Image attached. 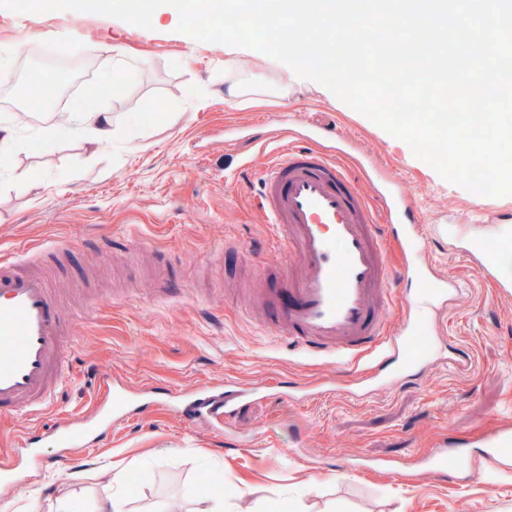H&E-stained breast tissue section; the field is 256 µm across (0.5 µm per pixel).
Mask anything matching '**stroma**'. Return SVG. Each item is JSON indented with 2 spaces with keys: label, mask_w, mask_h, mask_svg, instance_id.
Returning <instances> with one entry per match:
<instances>
[{
  "label": "stroma",
  "mask_w": 512,
  "mask_h": 512,
  "mask_svg": "<svg viewBox=\"0 0 512 512\" xmlns=\"http://www.w3.org/2000/svg\"><path fill=\"white\" fill-rule=\"evenodd\" d=\"M178 23L175 13L146 29L91 12L0 8V90L15 84L19 65H44L43 44H73L79 79L101 83L107 57L128 77L122 95L96 101L112 117L111 139L96 148L77 136L43 143L45 127L69 125L74 96L47 116L22 93L0 101V119L19 138L0 165V259L57 246L71 327L69 376L55 400L0 420V451L27 432L38 437L30 479L0 487V512H46L61 496L72 512H93L116 491L130 512H194L219 482L224 512H512V455L491 468L473 449L454 482L348 465L360 457L408 466L441 438L512 428V296L468 256L479 240L500 251L491 226L512 225V196L445 181L320 84L264 53L196 41ZM232 82L243 95L228 104ZM291 113L335 128L351 157L399 184L426 238L422 262L459 285L447 307L423 312L434 325L430 364L394 383L366 380L365 363L294 349L263 313L258 290L292 256L257 207L265 164L255 156ZM228 174L236 185L226 186ZM171 278L176 287L163 288ZM453 345L470 350L473 372L449 365ZM113 374L136 401L154 385L173 403L227 379L263 394L218 430L172 409L126 411L81 446L64 445L56 426L81 428Z\"/></svg>",
  "instance_id": "1"
}]
</instances>
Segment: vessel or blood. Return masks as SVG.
Wrapping results in <instances>:
<instances>
[{"mask_svg":"<svg viewBox=\"0 0 512 512\" xmlns=\"http://www.w3.org/2000/svg\"><path fill=\"white\" fill-rule=\"evenodd\" d=\"M303 129L287 128L273 149L259 193L282 246L294 253L295 273L266 292L275 311L277 334L295 346L336 357L368 358L370 378L423 364L429 347L418 344L423 323L408 317L404 330L390 334L386 316L394 306L411 307L408 296L389 287L393 269L417 281L429 297L447 301L453 279L424 274L413 256L419 248L415 226L402 223L406 199L397 186L381 183L378 200L389 232L378 231L375 213L354 175L341 163L337 144L305 145ZM67 325L58 313L52 288L27 260L0 261V418L37 412L54 396L64 375L61 357ZM249 391L233 383L209 384L186 393L180 407L189 419L222 420L246 405ZM485 463L512 450V429L480 431ZM461 465L459 454L430 449L424 469L440 475ZM30 473L16 456L0 460V483L12 486Z\"/></svg>","mask_w":512,"mask_h":512,"instance_id":"1","label":"vessel or blood"}]
</instances>
